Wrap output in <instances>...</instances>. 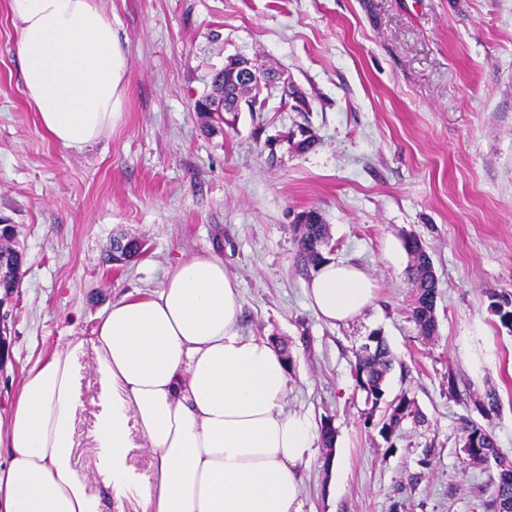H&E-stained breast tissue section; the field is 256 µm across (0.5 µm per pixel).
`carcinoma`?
Here are the masks:
<instances>
[{"label":"carcinoma","instance_id":"cac0c4a2","mask_svg":"<svg viewBox=\"0 0 512 512\" xmlns=\"http://www.w3.org/2000/svg\"><path fill=\"white\" fill-rule=\"evenodd\" d=\"M326 239V225L320 222L307 224L300 229V254L308 264L315 267L325 260L321 246L326 244ZM404 247L411 259L409 272L417 286L413 319L420 333L430 338L436 331L437 295V282L429 272L431 258L415 236L405 238ZM490 298V309L504 327L512 329V293L494 292ZM370 340L372 343L363 345L359 351L356 373L361 388L378 402L382 399L383 384L392 361L381 337L372 336ZM409 417L417 421L421 419V414L415 403L404 393L390 404L388 412L383 415L381 431L391 435ZM462 435L464 445L470 447V460L486 462L492 459L497 464L492 500L495 512H512V460L503 457L492 432L484 425L466 419L462 425Z\"/></svg>","mask_w":512,"mask_h":512}]
</instances>
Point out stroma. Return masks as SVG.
Masks as SVG:
<instances>
[{"label": "stroma", "mask_w": 512, "mask_h": 512, "mask_svg": "<svg viewBox=\"0 0 512 512\" xmlns=\"http://www.w3.org/2000/svg\"><path fill=\"white\" fill-rule=\"evenodd\" d=\"M100 5L125 94L111 134L76 152L41 127L0 0V223L21 257L0 304V419L26 369L90 335L113 298L160 288L170 265L211 251L238 280L244 335L288 349V411L335 428L333 447L316 444L301 466L305 512H494L495 468L468 460L460 428L488 427L512 456V330L489 307L490 293H512V0ZM234 56L284 75L303 109L275 85L264 108L207 131L193 100ZM305 133L315 143L298 148ZM307 211L328 228L330 259L376 282V307L355 320L332 325L306 305ZM410 234L438 281L430 339L412 318ZM116 239L148 251L109 264ZM375 333L393 361L378 405L355 370ZM402 393L425 421L384 438L378 423Z\"/></svg>", "instance_id": "stroma-1"}]
</instances>
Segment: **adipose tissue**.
<instances>
[{
    "label": "adipose tissue",
    "instance_id": "adipose-tissue-1",
    "mask_svg": "<svg viewBox=\"0 0 512 512\" xmlns=\"http://www.w3.org/2000/svg\"><path fill=\"white\" fill-rule=\"evenodd\" d=\"M21 72L42 127L82 151L112 129L125 58L96 0H8ZM322 320L371 307L375 281L327 261L306 284ZM236 278L211 252L170 267L160 288L113 299L88 336L36 361L0 431V512H304L300 466L316 435L286 412L288 366L243 335ZM91 359L93 395L83 361ZM94 417L92 475L72 463L84 412ZM150 453L146 470L131 463Z\"/></svg>",
    "mask_w": 512,
    "mask_h": 512
}]
</instances>
